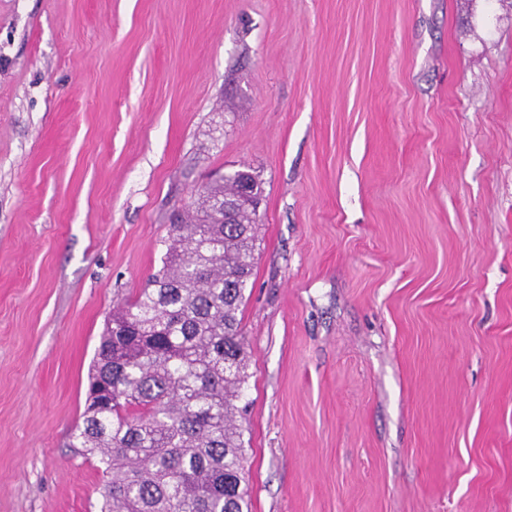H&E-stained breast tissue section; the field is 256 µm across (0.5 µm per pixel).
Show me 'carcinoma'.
I'll return each instance as SVG.
<instances>
[{
	"instance_id": "obj_1",
	"label": "carcinoma",
	"mask_w": 512,
	"mask_h": 512,
	"mask_svg": "<svg viewBox=\"0 0 512 512\" xmlns=\"http://www.w3.org/2000/svg\"><path fill=\"white\" fill-rule=\"evenodd\" d=\"M261 194L247 170L205 185L100 338L76 439L103 465L105 512H248L238 313Z\"/></svg>"
}]
</instances>
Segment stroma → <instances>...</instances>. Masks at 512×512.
Segmentation results:
<instances>
[{"instance_id": "obj_1", "label": "stroma", "mask_w": 512, "mask_h": 512, "mask_svg": "<svg viewBox=\"0 0 512 512\" xmlns=\"http://www.w3.org/2000/svg\"><path fill=\"white\" fill-rule=\"evenodd\" d=\"M243 167L250 512H512V0H0V512H101L105 322Z\"/></svg>"}]
</instances>
